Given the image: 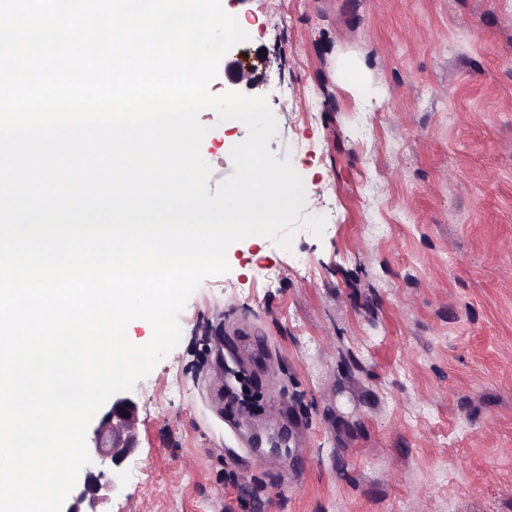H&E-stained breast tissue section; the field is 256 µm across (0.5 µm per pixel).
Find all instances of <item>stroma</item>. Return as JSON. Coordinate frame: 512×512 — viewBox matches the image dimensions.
<instances>
[{
    "mask_svg": "<svg viewBox=\"0 0 512 512\" xmlns=\"http://www.w3.org/2000/svg\"><path fill=\"white\" fill-rule=\"evenodd\" d=\"M222 3L253 79L209 90L268 98L326 227L230 246L129 392L101 512H512V0ZM200 120L213 191L247 129ZM245 332L267 366H217L215 334ZM228 383L253 409L234 436ZM280 428L291 454L255 451Z\"/></svg>",
    "mask_w": 512,
    "mask_h": 512,
    "instance_id": "obj_1",
    "label": "stroma"
}]
</instances>
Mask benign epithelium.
<instances>
[{"label":"benign epithelium","instance_id":"7a95c632","mask_svg":"<svg viewBox=\"0 0 512 512\" xmlns=\"http://www.w3.org/2000/svg\"><path fill=\"white\" fill-rule=\"evenodd\" d=\"M135 448L137 404L128 397H116L88 445L90 458H108L118 466ZM115 489V483L103 484L97 475L89 471L83 489L74 498L68 512H98L97 506L107 500Z\"/></svg>","mask_w":512,"mask_h":512}]
</instances>
